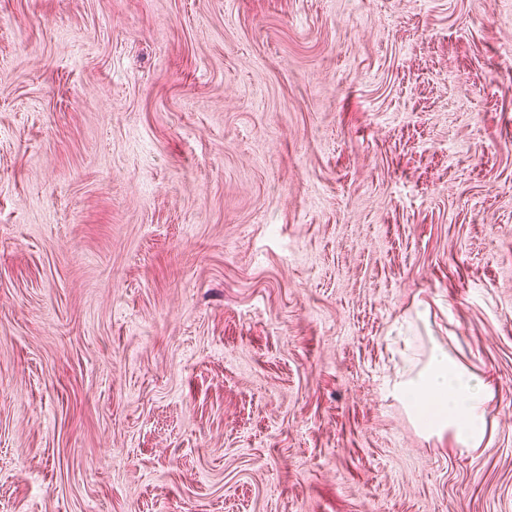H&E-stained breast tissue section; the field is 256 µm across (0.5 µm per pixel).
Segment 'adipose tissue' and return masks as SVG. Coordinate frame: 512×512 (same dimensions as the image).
Instances as JSON below:
<instances>
[{
  "instance_id": "ef3b65f1",
  "label": "adipose tissue",
  "mask_w": 512,
  "mask_h": 512,
  "mask_svg": "<svg viewBox=\"0 0 512 512\" xmlns=\"http://www.w3.org/2000/svg\"><path fill=\"white\" fill-rule=\"evenodd\" d=\"M390 394L430 437L450 436L462 449L481 447L488 435V408L494 387L465 363L434 345L424 367L394 382Z\"/></svg>"
}]
</instances>
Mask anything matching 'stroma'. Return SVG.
I'll list each match as a JSON object with an SVG mask.
<instances>
[{"instance_id":"35a3bbf8","label":"stroma","mask_w":512,"mask_h":512,"mask_svg":"<svg viewBox=\"0 0 512 512\" xmlns=\"http://www.w3.org/2000/svg\"><path fill=\"white\" fill-rule=\"evenodd\" d=\"M0 512H512V0H0ZM386 389L401 401L428 437L447 434L460 449L481 448L488 435V408L495 388L435 343L424 367Z\"/></svg>"}]
</instances>
